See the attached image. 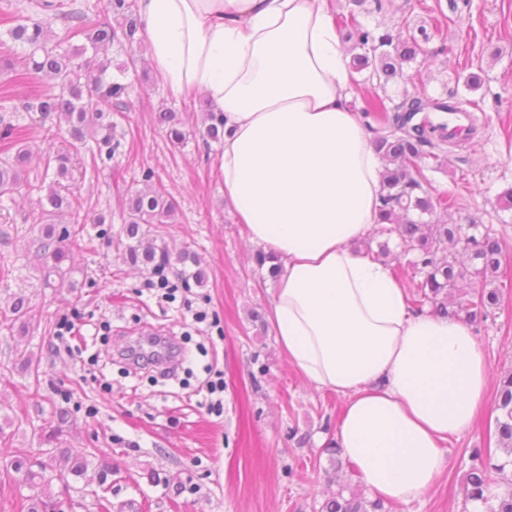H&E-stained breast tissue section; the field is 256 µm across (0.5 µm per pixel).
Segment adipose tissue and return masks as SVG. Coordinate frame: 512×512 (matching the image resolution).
I'll use <instances>...</instances> for the list:
<instances>
[{"label": "adipose tissue", "mask_w": 512, "mask_h": 512, "mask_svg": "<svg viewBox=\"0 0 512 512\" xmlns=\"http://www.w3.org/2000/svg\"><path fill=\"white\" fill-rule=\"evenodd\" d=\"M331 0H137L151 67L224 114V199L277 268L271 322L289 363L344 401L336 442L363 485L411 502L483 407L469 324L412 312L358 243L383 224V163L351 106Z\"/></svg>", "instance_id": "obj_1"}]
</instances>
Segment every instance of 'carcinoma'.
Wrapping results in <instances>:
<instances>
[{
	"label": "carcinoma",
	"mask_w": 512,
	"mask_h": 512,
	"mask_svg": "<svg viewBox=\"0 0 512 512\" xmlns=\"http://www.w3.org/2000/svg\"><path fill=\"white\" fill-rule=\"evenodd\" d=\"M350 25L347 37L355 40L359 53L352 58L358 72L372 69V75L385 82L403 75V65L423 52L422 43L429 40L388 32L377 33L363 26L357 15L365 11L367 0H349ZM33 15L3 11L0 24L6 26L8 40L0 41V68L5 78L20 81L34 73L51 81V85L15 101L0 99L4 112H37L43 118L57 120L58 129H66L71 145L78 150L88 141L91 162L96 170L112 168V154L118 144L112 143L115 115L130 110L132 83L130 73L137 72L142 58L136 55L141 47L143 24L137 0H108L107 10L115 22H101L86 10L72 7L64 0H38ZM60 25V33L51 23ZM116 46L125 59L112 63L108 49ZM118 75H113L112 71ZM478 109L472 101L465 102ZM461 101L428 99L406 95L394 108L380 98L371 99L363 114L377 126L373 146L384 163L382 199L388 233L398 239V246L416 254L414 266L421 279L416 288V302L430 304L442 315H454L448 309V299L459 283L468 280L483 283L499 269V244L485 233L480 236L463 232L461 225L448 223V202H435L422 188L421 164L442 165L448 152V124L443 120L448 112H463ZM166 125V136L175 149L183 146L186 132L177 113L160 112ZM205 134L213 141L224 138V118L213 110L206 113ZM21 131L10 123L3 126L0 141L4 151H15L13 160L0 161V197H14L28 185L26 167L30 160L27 149L16 146ZM70 158L66 155L47 156L45 170H53L45 195L38 203L35 223L41 225L38 252L42 259L43 283L52 288H74L73 267L67 265L72 252L82 248L78 231L73 227L57 228L61 219L83 224L92 219L106 223L105 215H89L85 201L73 193L62 194L56 184L68 178ZM175 208L161 187L148 185L131 193L126 203L123 225L125 262L142 268L153 277L174 272L181 275L186 287L202 288L207 273L200 267L195 253L188 249L177 252L157 244L153 227L174 223ZM461 247L463 254L479 265L467 268L448 256V247ZM497 303V295L485 288L472 289V297L462 305L467 318L475 322L488 316L489 308ZM496 434L501 455L497 458L478 457L466 479V502L472 512H512V370L503 373L496 391ZM70 420L63 410L57 418L42 428L40 440L45 449L44 459L30 462L23 458L10 461V477L34 491L28 499L26 512H49L54 501L49 494L47 473L59 470L80 477L88 465L89 452L71 448L67 441ZM320 512H383L377 499H370L364 489L341 487L326 499Z\"/></svg>",
	"instance_id": "carcinoma-1"
}]
</instances>
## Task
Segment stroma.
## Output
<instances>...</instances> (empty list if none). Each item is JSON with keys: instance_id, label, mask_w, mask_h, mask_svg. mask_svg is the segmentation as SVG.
Instances as JSON below:
<instances>
[{"instance_id": "obj_1", "label": "stroma", "mask_w": 512, "mask_h": 512, "mask_svg": "<svg viewBox=\"0 0 512 512\" xmlns=\"http://www.w3.org/2000/svg\"><path fill=\"white\" fill-rule=\"evenodd\" d=\"M382 33L426 28L423 54L404 79L369 91L387 105L404 95L470 99L480 105L471 134L448 146L442 168L425 167L422 185L453 202L450 223L478 224L502 246L490 287L499 301L473 334L495 373L512 369V0H369L359 17ZM478 74L481 83L468 87ZM133 106L118 121L110 170L93 174L89 150L73 160L69 185L105 213L88 224L92 248L76 251L77 288H47L33 222L44 168L31 164L26 199L0 198V309L25 297V327H0V433L11 453L38 456L40 434L57 410L70 413L68 439L90 452L84 477L53 478L64 512H319L339 483L359 485L356 468L332 470L343 401L308 384L280 351L269 319L267 270L258 269L245 225L235 223L219 175L220 143L203 133L200 102L174 96L149 64L135 79ZM178 112L187 131L171 150L159 109ZM33 154L67 150L54 121L20 112ZM175 205L159 232L170 247L197 253L208 281L169 294L146 288V273L123 264L117 245L128 192L145 172ZM33 359L25 368L22 356ZM223 378L224 411H208L207 383ZM496 411L478 415L449 441L447 468L410 503L389 512H463L465 475L475 451L498 448ZM112 466L107 507L92 492L101 464Z\"/></svg>"}]
</instances>
